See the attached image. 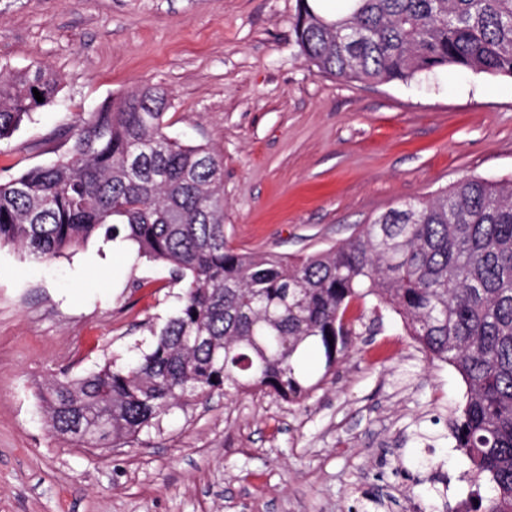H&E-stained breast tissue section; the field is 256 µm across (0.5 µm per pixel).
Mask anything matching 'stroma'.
<instances>
[{
  "label": "stroma",
  "mask_w": 512,
  "mask_h": 512,
  "mask_svg": "<svg viewBox=\"0 0 512 512\" xmlns=\"http://www.w3.org/2000/svg\"><path fill=\"white\" fill-rule=\"evenodd\" d=\"M298 0H0V75L35 64L52 103L0 142V176L46 166L77 115L146 84L169 136L224 160V235L255 255L348 240L402 202L479 176L512 181V78L453 68L406 82L317 73ZM182 286L96 234L57 257L0 247V512H448L437 480L472 465L448 428L465 384L394 314L354 306L336 374L303 405L213 394L121 448L52 433L38 398L149 349ZM430 451L433 468L415 459Z\"/></svg>",
  "instance_id": "stroma-1"
}]
</instances>
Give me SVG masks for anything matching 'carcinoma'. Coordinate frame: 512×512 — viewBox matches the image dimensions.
Segmentation results:
<instances>
[{
  "instance_id": "1",
  "label": "carcinoma",
  "mask_w": 512,
  "mask_h": 512,
  "mask_svg": "<svg viewBox=\"0 0 512 512\" xmlns=\"http://www.w3.org/2000/svg\"><path fill=\"white\" fill-rule=\"evenodd\" d=\"M299 2L296 42L321 74L406 82L453 67L512 77V0H343L335 18ZM57 91L40 64L0 77V141ZM170 104L162 85L116 98L76 117L68 155L0 179V246L48 259L103 229L183 284L149 350L47 387L51 431L121 447L216 392L269 391L301 405L348 351L352 304L370 303L461 375L465 402L449 428L488 485L474 512H512V182L466 178L304 257L244 253L224 237V161L167 134Z\"/></svg>"
}]
</instances>
